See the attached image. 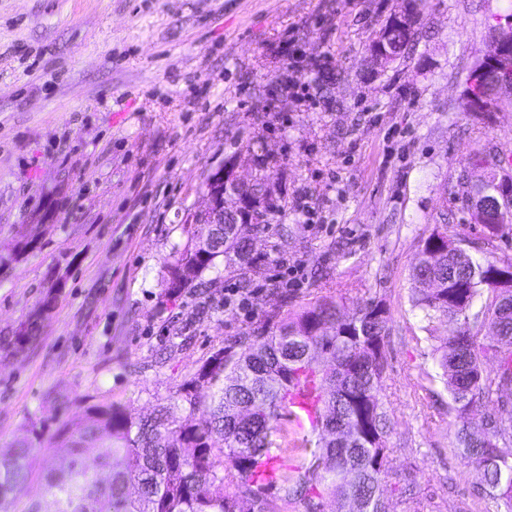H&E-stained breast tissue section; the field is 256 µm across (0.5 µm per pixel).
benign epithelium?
I'll return each instance as SVG.
<instances>
[{
    "mask_svg": "<svg viewBox=\"0 0 512 512\" xmlns=\"http://www.w3.org/2000/svg\"><path fill=\"white\" fill-rule=\"evenodd\" d=\"M420 13L414 0H408L404 11L394 15V26L413 34ZM390 30H381L370 42L374 61L385 65L394 59L389 40ZM512 95V26L497 27L489 35V50L471 70L466 85L470 111L488 115L497 109L498 102ZM497 199L488 201L483 195H468V206L473 224H497L501 220L500 200L512 199V173L505 170L498 179ZM247 185L239 182L230 169L218 171L210 180L207 207L201 211L207 223L224 225L233 215L253 224L262 218L268 194L244 193Z\"/></svg>",
    "mask_w": 512,
    "mask_h": 512,
    "instance_id": "benign-epithelium-1",
    "label": "benign epithelium"
}]
</instances>
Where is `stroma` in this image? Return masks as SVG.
Listing matches in <instances>:
<instances>
[{
  "label": "stroma",
  "mask_w": 512,
  "mask_h": 512,
  "mask_svg": "<svg viewBox=\"0 0 512 512\" xmlns=\"http://www.w3.org/2000/svg\"><path fill=\"white\" fill-rule=\"evenodd\" d=\"M402 7L0 0V455L94 405L136 418L172 405L204 423L182 390L227 340L267 325L285 259L303 279L281 318L321 295L390 313L388 446L415 479L390 512H484L479 472L448 453L456 414L432 379L448 322L423 323L410 274L438 226L466 232L478 259L512 262V242L484 244L459 182L483 177L475 152L512 155V98L481 118L465 97L512 0H425L412 46L379 65L369 43ZM327 54L321 82L310 64ZM289 81L309 98H282ZM259 160L279 209L251 233L258 262L218 261L165 300L210 176L232 165L247 178ZM304 191L321 223L293 210ZM241 282L249 318L224 305V285Z\"/></svg>",
  "instance_id": "stroma-1"
}]
</instances>
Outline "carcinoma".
<instances>
[{
    "mask_svg": "<svg viewBox=\"0 0 512 512\" xmlns=\"http://www.w3.org/2000/svg\"><path fill=\"white\" fill-rule=\"evenodd\" d=\"M511 225L512 202L502 223L485 224L483 232L500 238ZM232 229L197 225L194 246L174 252L168 295L183 293L220 258L247 263L251 238ZM507 268L478 261L438 230L424 239L412 268V306L429 321L448 320L437 363L459 416L482 400L502 397L506 388L512 391V281L501 283ZM485 324L496 330L488 345L479 342ZM390 331L382 305L367 303L348 320L335 299L321 297L274 330L245 333L211 356L183 395L190 408L209 409L202 427L178 420L172 406L135 422L124 411L95 407L77 428L59 426L55 439L69 449L71 462L66 470H42L56 505L52 512H279L265 494L269 487L287 497L321 491L353 502L355 512H389L387 492H406L390 483L382 401ZM317 349L329 355V364L312 356ZM489 358L499 363L493 376L484 369ZM304 379L318 394L311 424L316 450L308 462L278 465L272 482L263 484L257 465L279 447L282 410ZM104 438L110 451L98 466L109 472L105 482L82 461L86 449ZM451 444L455 455L480 471L495 512H512V417L486 423L481 436L458 427ZM31 448L24 440L11 457L0 458V512H9L15 490L35 478Z\"/></svg>",
    "mask_w": 512,
    "mask_h": 512,
    "instance_id": "obj_1",
    "label": "carcinoma"
}]
</instances>
